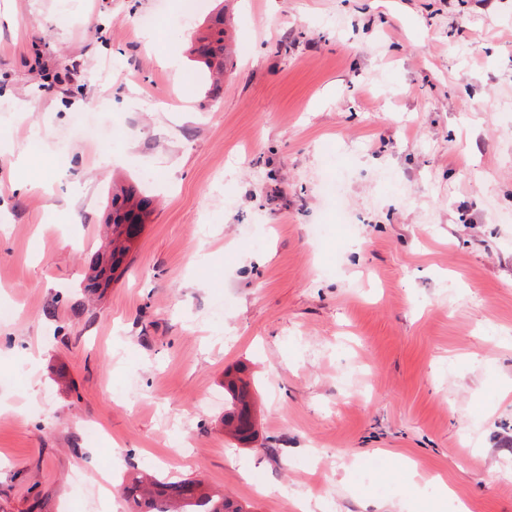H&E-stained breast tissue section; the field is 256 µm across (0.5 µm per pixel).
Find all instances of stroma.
I'll use <instances>...</instances> for the list:
<instances>
[{"mask_svg":"<svg viewBox=\"0 0 512 512\" xmlns=\"http://www.w3.org/2000/svg\"><path fill=\"white\" fill-rule=\"evenodd\" d=\"M218 2L0 0V512H128L139 471L512 512V0H231L214 87ZM115 180L151 210L90 294ZM226 4L210 19L206 31L201 33L190 50L193 61L202 64L211 74L224 70L227 45L225 43V25L227 23ZM240 372H224V431L242 444L255 436V392Z\"/></svg>","mask_w":512,"mask_h":512,"instance_id":"obj_1","label":"stroma"}]
</instances>
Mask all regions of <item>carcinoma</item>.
I'll return each mask as SVG.
<instances>
[{
  "mask_svg": "<svg viewBox=\"0 0 512 512\" xmlns=\"http://www.w3.org/2000/svg\"><path fill=\"white\" fill-rule=\"evenodd\" d=\"M226 7L210 19L190 50L194 61L213 74L224 70ZM109 221L112 222V263L110 272L125 263L131 244L149 214V201L138 196L132 185L112 184L108 195ZM255 392L251 382L238 372L224 373V431L242 444L255 436ZM130 504L129 512H247L227 495L211 490L201 480L168 477L138 472L122 488Z\"/></svg>",
  "mask_w": 512,
  "mask_h": 512,
  "instance_id": "obj_1",
  "label": "carcinoma"
}]
</instances>
